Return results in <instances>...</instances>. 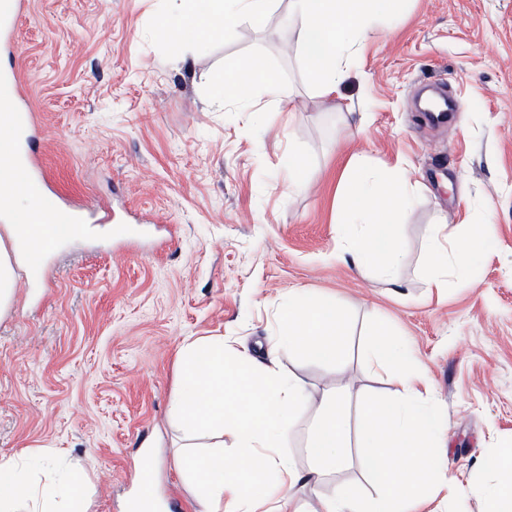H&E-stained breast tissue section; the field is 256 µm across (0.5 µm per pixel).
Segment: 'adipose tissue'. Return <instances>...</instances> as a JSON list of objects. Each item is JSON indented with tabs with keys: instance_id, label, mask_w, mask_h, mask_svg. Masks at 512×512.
Here are the masks:
<instances>
[{
	"instance_id": "1",
	"label": "adipose tissue",
	"mask_w": 512,
	"mask_h": 512,
	"mask_svg": "<svg viewBox=\"0 0 512 512\" xmlns=\"http://www.w3.org/2000/svg\"><path fill=\"white\" fill-rule=\"evenodd\" d=\"M407 0H291L300 15L297 44L308 77L325 101L336 99L349 75L351 56L361 50L371 24L403 12ZM273 0H179L176 24L160 20L161 31L176 28L183 39L224 36V23L242 16L255 25L265 21ZM270 98L283 89L274 72L259 64H235L217 99L248 103L252 87ZM337 230L341 258L360 269H375L394 281L401 249L393 224L412 206L411 179L406 170H367L348 164L344 170ZM476 257L472 239H456L449 249L431 248L433 285L466 281ZM278 346L334 362L342 355L346 315L333 299L289 294L279 313ZM180 393L172 414L187 437L206 432L216 436L213 449L187 452L179 463L197 485L194 512H282L298 484H316L341 468L346 453L348 418L336 392L319 400V417L307 442L315 468H299L283 448L294 422L298 401L307 396L302 381L273 368L256 367L247 358L226 352L223 342H191L180 352ZM239 450L233 462L224 459V433ZM485 469L492 481L469 488L450 487L452 496L471 493L492 499L496 512H512V462L489 456ZM88 486L78 470L62 467L57 453L46 451L26 459L0 460V512H87Z\"/></svg>"
}]
</instances>
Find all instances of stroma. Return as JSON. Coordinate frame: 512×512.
<instances>
[{
  "instance_id": "35a3bbf8",
  "label": "stroma",
  "mask_w": 512,
  "mask_h": 512,
  "mask_svg": "<svg viewBox=\"0 0 512 512\" xmlns=\"http://www.w3.org/2000/svg\"><path fill=\"white\" fill-rule=\"evenodd\" d=\"M176 15L174 0H29L14 60L0 57L37 115L50 193L117 214L60 242L48 278L22 273L0 317V458L63 453L86 471L89 512H130L145 469L156 502L193 512L169 416L182 347L220 339L301 379L309 396L284 448L305 469L314 396L338 388L353 415L360 396L397 389L361 356L365 321L377 317L411 345L417 387L443 409L442 480L487 481L483 459L512 448V0H410L373 30L335 112L294 48L301 21L289 0H275L263 25L236 18L199 45L159 32ZM253 58L283 87L279 102L253 91L261 126L210 94L229 64ZM433 83L460 103L441 123L417 104ZM291 151L306 158L311 189H289ZM354 156L411 174L392 284L337 257L341 176ZM438 224L458 237L490 226L468 283L429 287ZM293 291L345 311L340 363L276 346ZM351 483H368L354 450L294 501L319 512Z\"/></svg>"
}]
</instances>
